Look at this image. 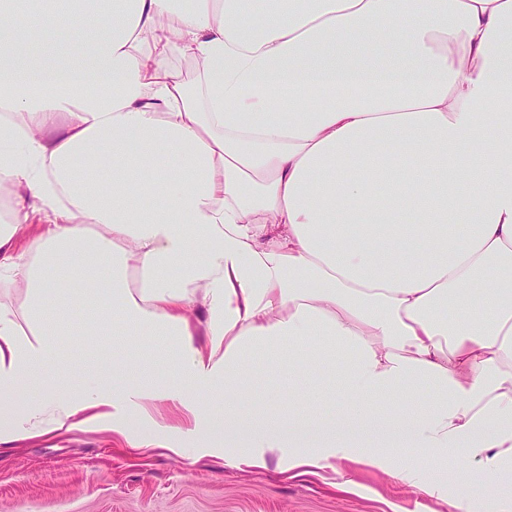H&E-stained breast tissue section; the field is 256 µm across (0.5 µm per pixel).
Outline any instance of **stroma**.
<instances>
[{
  "instance_id": "1",
  "label": "stroma",
  "mask_w": 512,
  "mask_h": 512,
  "mask_svg": "<svg viewBox=\"0 0 512 512\" xmlns=\"http://www.w3.org/2000/svg\"><path fill=\"white\" fill-rule=\"evenodd\" d=\"M184 444L178 459L100 429L18 437L0 447V512H453L365 464L289 478L273 463L240 470L197 456L190 436Z\"/></svg>"
}]
</instances>
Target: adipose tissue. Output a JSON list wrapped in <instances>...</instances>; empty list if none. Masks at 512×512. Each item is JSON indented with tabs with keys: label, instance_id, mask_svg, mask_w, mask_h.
<instances>
[{
	"label": "adipose tissue",
	"instance_id": "adipose-tissue-1",
	"mask_svg": "<svg viewBox=\"0 0 512 512\" xmlns=\"http://www.w3.org/2000/svg\"><path fill=\"white\" fill-rule=\"evenodd\" d=\"M0 182V444L193 436L512 512V0H0ZM80 303L113 340L77 378L40 325Z\"/></svg>",
	"mask_w": 512,
	"mask_h": 512
}]
</instances>
